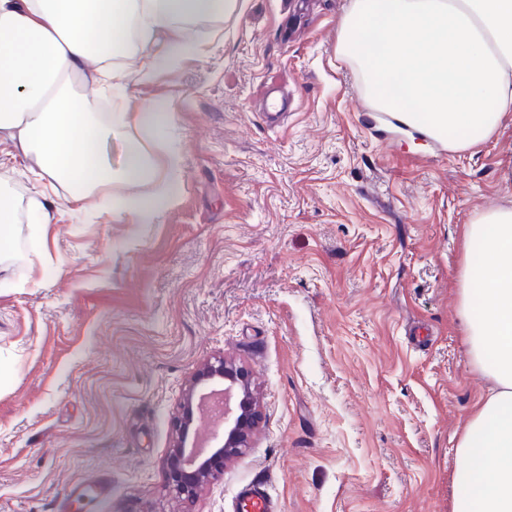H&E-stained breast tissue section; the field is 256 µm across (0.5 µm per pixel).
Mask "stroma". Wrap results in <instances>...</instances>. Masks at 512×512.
Here are the masks:
<instances>
[{
	"label": "stroma",
	"instance_id": "obj_1",
	"mask_svg": "<svg viewBox=\"0 0 512 512\" xmlns=\"http://www.w3.org/2000/svg\"><path fill=\"white\" fill-rule=\"evenodd\" d=\"M350 0H236L200 55L128 88L169 97L178 200L155 223L47 189L0 263V512H184L162 461L205 359L262 408L193 512H451L455 448L489 379L457 311L461 230L510 205L512 122L451 151L398 127L338 51ZM287 105L283 121L267 114ZM27 213L32 219V223L40 226L42 224H51L54 217L52 207L47 203L46 197L38 191L29 196L27 200ZM240 511L271 512L270 498L262 487H250L240 492Z\"/></svg>",
	"mask_w": 512,
	"mask_h": 512
}]
</instances>
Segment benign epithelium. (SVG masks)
<instances>
[{
	"label": "benign epithelium",
	"mask_w": 512,
	"mask_h": 512,
	"mask_svg": "<svg viewBox=\"0 0 512 512\" xmlns=\"http://www.w3.org/2000/svg\"><path fill=\"white\" fill-rule=\"evenodd\" d=\"M261 419L248 385V371L222 357L201 362L186 381L164 459L168 487L191 502L224 462L247 447Z\"/></svg>",
	"instance_id": "obj_1"
}]
</instances>
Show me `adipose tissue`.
<instances>
[{
  "instance_id": "1",
  "label": "adipose tissue",
  "mask_w": 512,
  "mask_h": 512,
  "mask_svg": "<svg viewBox=\"0 0 512 512\" xmlns=\"http://www.w3.org/2000/svg\"><path fill=\"white\" fill-rule=\"evenodd\" d=\"M235 0H0V168L37 166L68 186L83 215L99 206L153 223L177 201L157 165L172 117L169 100L143 107L136 123L121 110L86 111L63 98L62 82L120 94L197 56L190 25L232 10ZM338 51L354 64L371 103L423 137L466 149L512 122V0H351ZM151 56L132 69L123 58ZM125 142L112 168L102 146ZM152 185L149 195L112 196L113 184ZM51 223L42 193L19 205L0 180V253L9 252L20 211ZM458 312L473 365L491 387L474 405L457 442L451 512H512V207L479 213L463 229Z\"/></svg>"
}]
</instances>
